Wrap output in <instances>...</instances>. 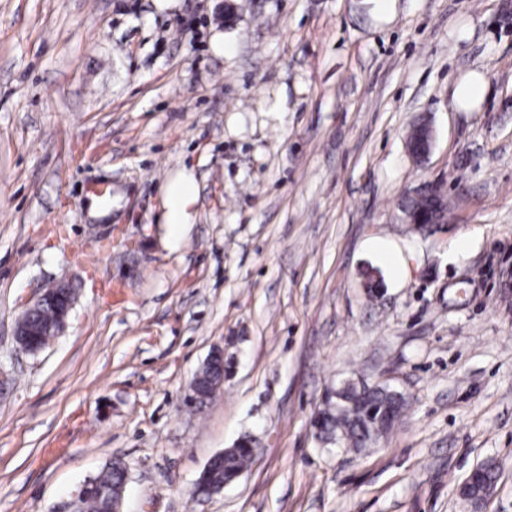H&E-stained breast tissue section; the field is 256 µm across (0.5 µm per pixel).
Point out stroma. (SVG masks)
I'll return each mask as SVG.
<instances>
[{
    "instance_id": "stroma-1",
    "label": "stroma",
    "mask_w": 512,
    "mask_h": 512,
    "mask_svg": "<svg viewBox=\"0 0 512 512\" xmlns=\"http://www.w3.org/2000/svg\"><path fill=\"white\" fill-rule=\"evenodd\" d=\"M424 184L431 234L402 212ZM60 281L65 328L22 351ZM0 372V512H50L112 458L124 512H512V0H0ZM346 380L408 399L361 454L312 426ZM243 436L250 468L194 497ZM486 462L494 493L464 501ZM487 82L481 74H473L460 81L454 87L453 100L461 109L468 110L470 105L481 102L486 95ZM196 194V184L190 176H180L168 183L165 188L164 224L172 226L174 236L178 235L181 225L190 224L189 206ZM434 191L419 192L416 197L411 198L408 202V208L414 212H420L425 216L423 224L440 223L446 217L445 206L441 207L439 210L434 209V203L437 200L444 202L445 195L436 186L434 187ZM55 296L59 297L62 300L63 304H62L61 309L59 310L58 320L55 323L54 327H51L50 329H48L45 333H43L40 336H30L24 325L17 324L14 336H15L17 344L23 351L28 352L27 350L22 348V345L20 344L19 336H21V339L26 344L25 346L28 347L30 350H33L36 348L33 351V353H36V352L43 350L52 341V339L55 336H58L60 330L64 327L66 318L68 316L69 310L71 309V306L73 303V298L71 296L70 288L66 284L59 283V284H56L55 286H53L52 288L46 289L44 291V293L32 304L30 309L36 308L44 300L55 297ZM49 336H53V337H50L47 340L46 344H44L42 347H39L44 343L45 339ZM37 347H39V348H37ZM54 307L55 304L46 301L35 310H26L21 317L31 332L39 333L55 320Z\"/></svg>"
}]
</instances>
